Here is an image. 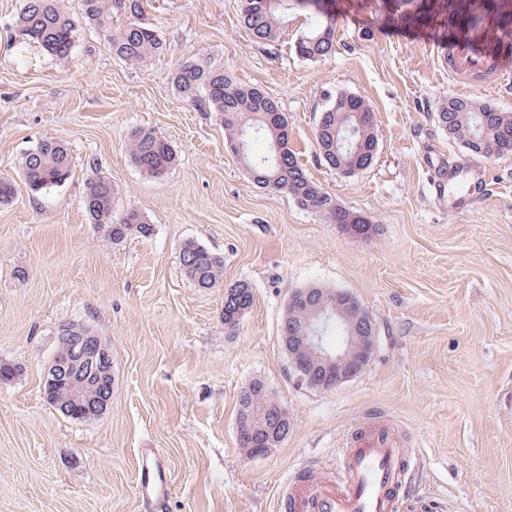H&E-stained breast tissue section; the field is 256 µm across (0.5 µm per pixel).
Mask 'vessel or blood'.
<instances>
[{
  "instance_id": "1",
  "label": "vessel or blood",
  "mask_w": 512,
  "mask_h": 512,
  "mask_svg": "<svg viewBox=\"0 0 512 512\" xmlns=\"http://www.w3.org/2000/svg\"><path fill=\"white\" fill-rule=\"evenodd\" d=\"M488 19L457 15L454 34L437 43L436 57L451 77L493 79L497 86L512 84V65L486 52L482 38ZM448 207L464 210L486 186L473 160L448 165ZM411 449L402 447L395 425L377 416L357 427L338 451L330 476L299 468L290 472L278 491L279 512H422L421 496L409 490ZM136 488L144 504L163 501L169 494L168 470L153 452L141 454Z\"/></svg>"
}]
</instances>
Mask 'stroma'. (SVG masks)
Masks as SVG:
<instances>
[{
	"label": "stroma",
	"mask_w": 512,
	"mask_h": 512,
	"mask_svg": "<svg viewBox=\"0 0 512 512\" xmlns=\"http://www.w3.org/2000/svg\"><path fill=\"white\" fill-rule=\"evenodd\" d=\"M492 17L484 46L512 62V6L461 0ZM78 28L70 55H49L15 28L21 0H0V176L17 177L41 138L65 143L73 175L39 192L18 185L0 204V512H140L138 451L155 448L170 493L155 512H276V490L310 462L327 475L347 433L379 410L418 458L412 488L427 512H512V157L488 163L490 190L452 212L430 184L432 163L465 158L434 119L458 91L512 112V86L452 84L430 47L447 36L448 0H316L336 22L335 55L300 59L296 9L278 46L252 42L241 0H142L114 15L156 30L161 54L120 61L64 0ZM224 69L287 112L290 147L306 174L370 235L300 210L252 184L224 145L215 113L172 83L186 62ZM365 99L378 119L372 168L350 179L319 164L314 131L327 98ZM154 129L176 156L160 178L132 163L128 139ZM154 232L106 243L84 207L90 170ZM224 256V283L196 288L181 249ZM246 281L254 300L224 330L226 287ZM312 283L355 295L373 316L377 349L364 371L330 390L296 379L280 342L292 290ZM64 323L90 325L112 354V398L97 418L65 417L43 396ZM286 404L288 435L248 458L236 433L237 397L253 379Z\"/></svg>",
	"instance_id": "obj_1"
}]
</instances>
